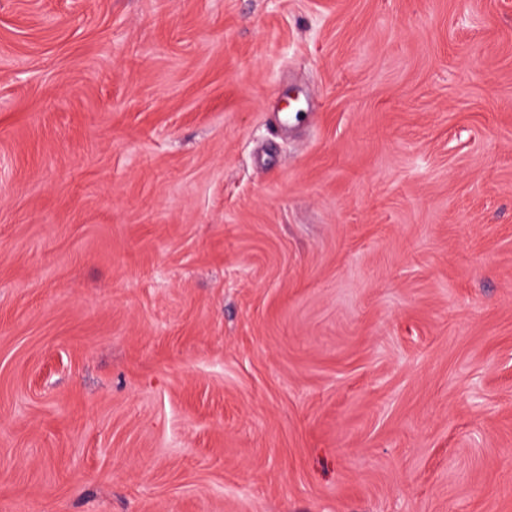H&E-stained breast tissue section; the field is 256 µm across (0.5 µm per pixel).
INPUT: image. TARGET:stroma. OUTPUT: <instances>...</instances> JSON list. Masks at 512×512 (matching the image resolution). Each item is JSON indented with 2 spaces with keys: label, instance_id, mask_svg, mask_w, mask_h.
<instances>
[{
  "label": "stroma",
  "instance_id": "stroma-1",
  "mask_svg": "<svg viewBox=\"0 0 512 512\" xmlns=\"http://www.w3.org/2000/svg\"><path fill=\"white\" fill-rule=\"evenodd\" d=\"M0 512H512V0H0Z\"/></svg>",
  "mask_w": 512,
  "mask_h": 512
}]
</instances>
